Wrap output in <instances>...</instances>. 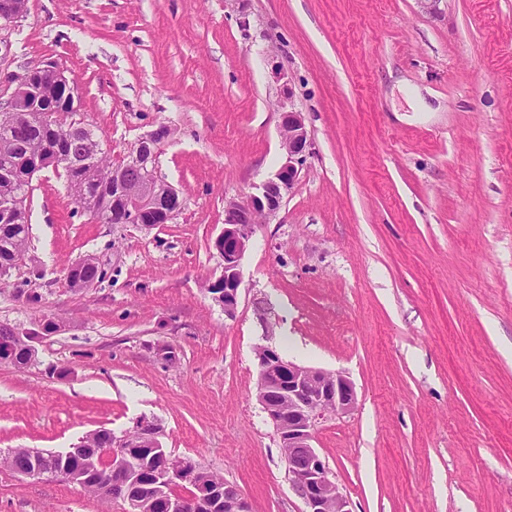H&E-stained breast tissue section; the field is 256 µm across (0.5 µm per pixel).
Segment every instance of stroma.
<instances>
[{
  "instance_id": "35a3bbf8",
  "label": "stroma",
  "mask_w": 512,
  "mask_h": 512,
  "mask_svg": "<svg viewBox=\"0 0 512 512\" xmlns=\"http://www.w3.org/2000/svg\"><path fill=\"white\" fill-rule=\"evenodd\" d=\"M45 58L113 159L175 128L159 168L184 205L168 224H105L63 176L34 177L0 323L61 329L25 370L0 364V451H62L147 417L252 512H301L257 399L269 345L356 386V410L315 442L352 512H512V0H27L0 64ZM283 106L302 112L309 155L254 228L229 318L205 290L224 202L282 163ZM87 257L105 278L68 288ZM0 512L123 506L0 469Z\"/></svg>"
}]
</instances>
